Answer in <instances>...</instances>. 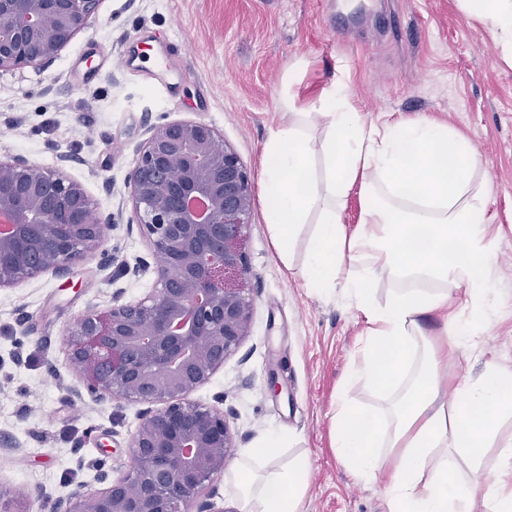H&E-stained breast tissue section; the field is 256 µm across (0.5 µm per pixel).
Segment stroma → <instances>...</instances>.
Returning <instances> with one entry per match:
<instances>
[{"label":"stroma","mask_w":512,"mask_h":512,"mask_svg":"<svg viewBox=\"0 0 512 512\" xmlns=\"http://www.w3.org/2000/svg\"><path fill=\"white\" fill-rule=\"evenodd\" d=\"M286 77L297 107L336 85L366 121L426 119L469 140L498 245L494 317L473 352L449 354L445 383L479 375L489 358L512 373V65L480 21L456 0H99L50 65L0 73V156L61 169L119 221L69 274L0 288V512H34L37 488L55 499L79 485L93 493L101 473L129 471L144 406L84 393L67 330L113 296L135 301L154 287L153 273L122 277L100 262L106 252L131 264L147 257L146 240L125 228L128 176L150 126L177 120L213 126L253 190L249 335L193 400L222 405L234 456L270 431L288 437L274 464L309 456L301 512H389L381 481L355 478L332 443L339 399L384 404L349 382L367 324L343 290L313 291L298 274L307 234L289 271L264 222V146Z\"/></svg>","instance_id":"35a3bbf8"}]
</instances>
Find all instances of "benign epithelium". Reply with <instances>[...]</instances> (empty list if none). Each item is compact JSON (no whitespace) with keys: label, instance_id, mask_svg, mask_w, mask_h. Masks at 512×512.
Masks as SVG:
<instances>
[{"label":"benign epithelium","instance_id":"obj_1","mask_svg":"<svg viewBox=\"0 0 512 512\" xmlns=\"http://www.w3.org/2000/svg\"><path fill=\"white\" fill-rule=\"evenodd\" d=\"M98 0H0V72L52 62ZM128 184V230L148 241L144 298L112 297L68 331L69 356L98 402L147 405L131 437V469L97 492H35L41 512H211L214 480L235 447L224 411L191 394L235 353L253 301L245 231L252 181L216 129L171 121L149 129ZM0 288L81 265L116 226L77 184L23 156L0 158Z\"/></svg>","mask_w":512,"mask_h":512}]
</instances>
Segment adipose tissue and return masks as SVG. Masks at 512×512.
I'll return each instance as SVG.
<instances>
[{
  "instance_id": "adipose-tissue-1",
  "label": "adipose tissue",
  "mask_w": 512,
  "mask_h": 512,
  "mask_svg": "<svg viewBox=\"0 0 512 512\" xmlns=\"http://www.w3.org/2000/svg\"><path fill=\"white\" fill-rule=\"evenodd\" d=\"M493 33L503 59L512 64V0H458ZM281 120L264 148V220L277 256L289 264L290 249L311 226L301 271L308 286L326 292L343 285L368 328L355 380L384 396L373 410L340 400L333 442L343 465L369 480L386 471L383 494L389 512H512V440L499 445V481L466 483L459 459H474L494 440L497 421L512 415V374L495 361L441 397L440 356L466 347L491 319L486 280L496 253L486 233L489 217L473 188L477 159L469 141L447 127L421 119L366 122L351 110L342 90L325 91L310 111L298 112L290 92L281 98ZM323 136L312 132L313 116ZM323 155L326 175L317 178L314 158ZM361 181L362 222L347 232L342 200ZM394 287L377 300L374 283ZM464 286L454 305L448 282ZM441 315L443 336L432 343L422 326ZM266 434L233 472L250 512H299L308 486L309 461L288 468L261 466L283 445Z\"/></svg>"
}]
</instances>
